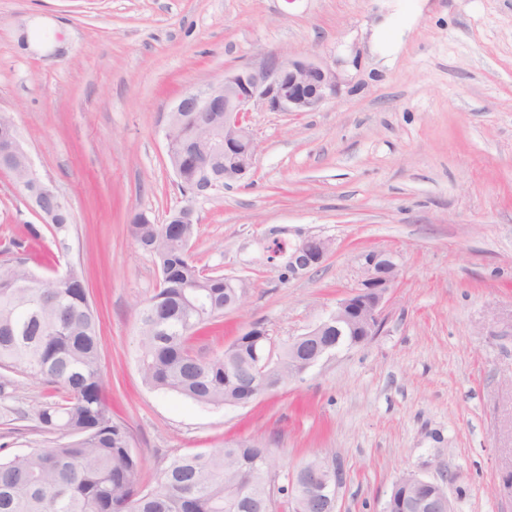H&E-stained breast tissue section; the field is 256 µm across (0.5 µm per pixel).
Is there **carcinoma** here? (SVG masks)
<instances>
[{
    "label": "carcinoma",
    "mask_w": 512,
    "mask_h": 512,
    "mask_svg": "<svg viewBox=\"0 0 512 512\" xmlns=\"http://www.w3.org/2000/svg\"><path fill=\"white\" fill-rule=\"evenodd\" d=\"M206 145L199 126L173 127L168 159L185 190L224 184V154L207 170L193 161ZM73 227L62 218L51 225L58 248L68 249ZM128 229L149 248L162 277L158 293L139 311L144 383L204 405L243 399L256 331L207 359L191 346L235 302L238 289L224 287L222 276L203 274L182 240L165 234L162 225L131 223ZM85 283L80 264L71 266L67 280L43 277L26 257L0 264V369L63 389L66 397L44 401L36 420L41 431L68 438L0 458V512H277L271 476L280 457L245 439L181 455L151 485H141V461L129 447L128 429L105 398L100 317ZM193 295L202 303L190 305ZM292 356L282 348L276 376L289 378ZM304 480L298 469L286 488L292 512H299Z\"/></svg>",
    "instance_id": "obj_1"
}]
</instances>
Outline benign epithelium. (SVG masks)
Segmentation results:
<instances>
[{
	"label": "benign epithelium",
	"instance_id": "obj_1",
	"mask_svg": "<svg viewBox=\"0 0 512 512\" xmlns=\"http://www.w3.org/2000/svg\"><path fill=\"white\" fill-rule=\"evenodd\" d=\"M339 86L340 77L336 70L321 62L310 58L267 55L257 63L224 73L221 81L205 91L184 94L172 111L224 113V136L213 137L211 154L201 158L199 165L208 166L213 155L224 152V184L227 185L245 178L254 168L257 147L248 125V114L257 104L262 103L276 112H313L335 98ZM0 156L7 157L12 164L19 160L25 163L24 183L20 188L31 202L33 212L44 218L43 190L39 186L43 178L35 169L21 138L1 142ZM214 193L216 186L212 183L185 193L186 205L176 211L177 216L196 218V199ZM332 245L333 240L326 237L303 239L288 256V275L294 276L320 265L332 252ZM361 260L363 279L359 286L345 293L322 322L293 342L297 347L328 330L336 333V337L318 342L313 355L301 361L294 378H300L340 345H358L379 334L384 306L399 279L398 255L373 249L364 252ZM260 356L262 362L253 369L252 376L263 381V386L253 388V399L280 388V384L272 379L277 364L273 359L272 342L267 341L261 346ZM306 475L310 493L301 508L311 512L314 501L337 503L338 488L342 484V474L338 469L326 462L310 463ZM403 484L413 490L432 489V494L415 498L413 506L420 512H457L448 495L447 476L443 475L439 480L428 479L410 472Z\"/></svg>",
	"mask_w": 512,
	"mask_h": 512
}]
</instances>
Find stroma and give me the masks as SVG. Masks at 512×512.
Masks as SVG:
<instances>
[{
    "instance_id": "obj_1",
    "label": "stroma",
    "mask_w": 512,
    "mask_h": 512,
    "mask_svg": "<svg viewBox=\"0 0 512 512\" xmlns=\"http://www.w3.org/2000/svg\"><path fill=\"white\" fill-rule=\"evenodd\" d=\"M385 17L405 33L389 61L372 38ZM267 53L320 60L342 83L314 112L256 106L252 174L196 201L191 259L249 293L195 352L255 323L281 349L358 286L365 251L396 252L401 273L378 336L249 404L200 405L142 381L138 312L161 275L128 224L185 203L163 135L179 97ZM0 109L75 220L57 249L0 172V261L35 224L49 267L88 269L142 484L177 456L258 435L282 458L281 502L319 456L343 473L338 512H382L402 474L442 470L457 512H512V0H0ZM309 235L333 251L285 278ZM0 378V457L51 444L33 426L52 388Z\"/></svg>"
}]
</instances>
